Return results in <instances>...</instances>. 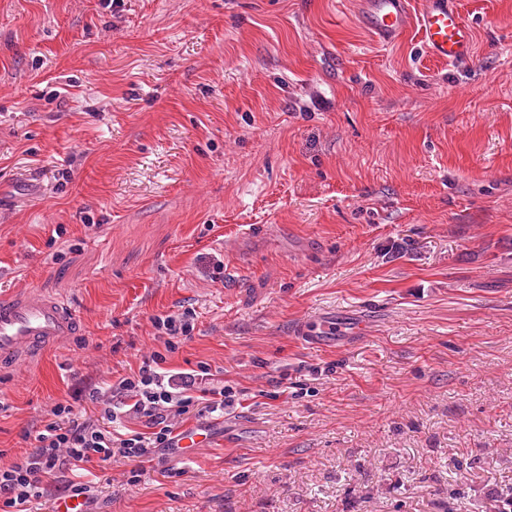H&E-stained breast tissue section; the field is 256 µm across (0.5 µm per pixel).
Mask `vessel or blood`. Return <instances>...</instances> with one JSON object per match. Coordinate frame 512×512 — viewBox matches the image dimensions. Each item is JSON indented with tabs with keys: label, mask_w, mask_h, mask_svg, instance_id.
Masks as SVG:
<instances>
[{
	"label": "vessel or blood",
	"mask_w": 512,
	"mask_h": 512,
	"mask_svg": "<svg viewBox=\"0 0 512 512\" xmlns=\"http://www.w3.org/2000/svg\"><path fill=\"white\" fill-rule=\"evenodd\" d=\"M413 22L433 57L453 63L470 53L471 28L456 0H364L361 23L380 42H395ZM81 324L63 296L39 288L0 294V368L40 356Z\"/></svg>",
	"instance_id": "b4317fda"
}]
</instances>
